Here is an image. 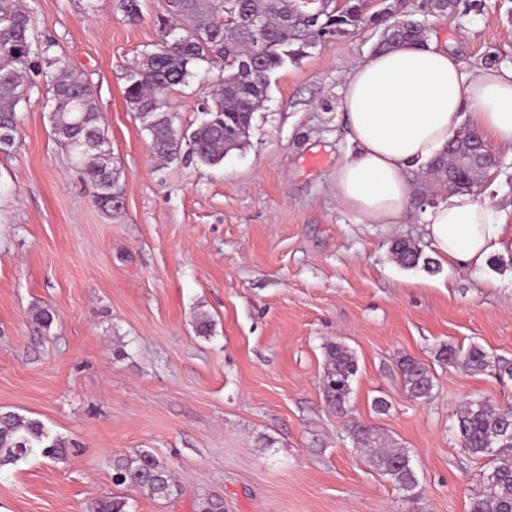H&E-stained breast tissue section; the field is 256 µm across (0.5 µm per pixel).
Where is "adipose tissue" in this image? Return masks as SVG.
<instances>
[{
    "label": "adipose tissue",
    "mask_w": 512,
    "mask_h": 512,
    "mask_svg": "<svg viewBox=\"0 0 512 512\" xmlns=\"http://www.w3.org/2000/svg\"><path fill=\"white\" fill-rule=\"evenodd\" d=\"M342 110L355 151L331 177L337 203L360 224H402L410 172L456 134L463 111L485 139L512 148V70L466 68L444 45H403L351 68ZM422 222L439 255L460 266L500 248L501 225L473 194L426 208Z\"/></svg>",
    "instance_id": "ef3b65f1"
}]
</instances>
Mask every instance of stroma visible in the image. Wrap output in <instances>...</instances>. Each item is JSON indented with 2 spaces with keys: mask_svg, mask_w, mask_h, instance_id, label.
Instances as JSON below:
<instances>
[{
  "mask_svg": "<svg viewBox=\"0 0 512 512\" xmlns=\"http://www.w3.org/2000/svg\"><path fill=\"white\" fill-rule=\"evenodd\" d=\"M55 55L93 87L123 208L106 216L90 177L54 139L47 89L20 111L16 148L0 154V409L65 438L66 459L33 453L0 472V512H469L486 458L461 448L457 409L512 406V377L438 361L441 345L512 359V150L474 193L504 217L500 250L465 268L427 239L422 208L446 187L412 171L402 224H359L330 188L352 146L341 108L350 69L382 29L318 42L271 76L242 149L206 166L155 167L128 106L127 76L162 35L164 0L129 20L116 0H15ZM429 39L470 66L512 69V0H478L432 20ZM217 68L194 66L167 99L179 129L201 118ZM428 267L399 266L394 240ZM55 315L50 331L34 307ZM206 314L212 333L197 335ZM355 354L348 415L325 401L329 343ZM424 363L434 397L412 399L400 356ZM385 400L378 410L376 400ZM406 448L420 479L410 503L354 451L347 418ZM153 451L181 492L158 500L112 482V456ZM391 251L396 262L404 268H416L419 266L421 260L424 267L430 264L429 259L423 257L420 246L414 242L405 239H397L393 242Z\"/></svg>",
  "mask_w": 512,
  "mask_h": 512,
  "instance_id": "obj_1",
  "label": "stroma"
}]
</instances>
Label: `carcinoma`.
<instances>
[{"label":"carcinoma","instance_id":"obj_1","mask_svg":"<svg viewBox=\"0 0 512 512\" xmlns=\"http://www.w3.org/2000/svg\"><path fill=\"white\" fill-rule=\"evenodd\" d=\"M373 0H341L327 7L316 20L304 13L301 0H166L171 24L142 62L128 75L126 102L148 132L153 155L171 162L186 153L203 165L220 164L226 154L243 147L254 112L267 97L272 73L288 60H297L317 41L349 32V28L373 22L384 25L376 49L404 43L425 44L430 17L463 16L467 9L460 0H422L416 13L401 12L389 24L384 13L370 12ZM51 39H39L30 15L0 0V153L17 144L18 112L30 102L36 78L50 86V121L53 134L74 163L93 181L94 200L106 214L121 211L119 174L104 149L105 132L92 96L81 89L87 82L74 76L67 63L50 52ZM204 61L219 68L204 119L184 138L174 128L175 115L166 100L167 91L186 83L191 66ZM468 155L458 144H448L429 163V171L440 182L447 169ZM396 262L404 268L428 266L430 261L414 242L397 239L391 246ZM439 361L462 364L474 372L494 367L512 376V360H490L479 347L460 353L444 344ZM408 394L421 402L434 397L430 370L407 355L397 362ZM357 360L342 343L327 347L324 397L340 414L347 413L351 380ZM454 430L461 447L488 460L480 474L482 492L475 496L470 512H512V406L474 400L456 412ZM348 434L355 449L365 453L370 467L386 476L403 497L412 499L420 482L409 454L390 448L369 425L352 420ZM50 459H62L67 441L40 420L15 411L0 410V470L14 467L35 450ZM113 482L167 499L179 485L169 467L149 451L112 457Z\"/></svg>","mask_w":512,"mask_h":512}]
</instances>
